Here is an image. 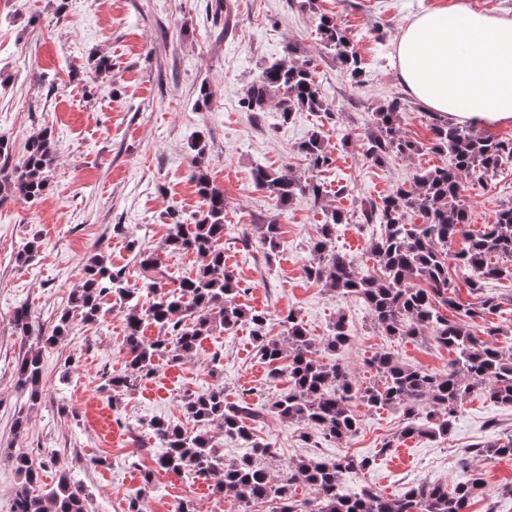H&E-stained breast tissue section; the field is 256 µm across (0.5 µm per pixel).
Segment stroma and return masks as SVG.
Returning a JSON list of instances; mask_svg holds the SVG:
<instances>
[{
	"label": "stroma",
	"instance_id": "obj_1",
	"mask_svg": "<svg viewBox=\"0 0 512 512\" xmlns=\"http://www.w3.org/2000/svg\"><path fill=\"white\" fill-rule=\"evenodd\" d=\"M437 3L224 0L219 8L215 0H0V136L9 141L15 165L25 157L27 138L42 128H51L56 149L46 195L33 204L0 207V512H10L20 482L12 457L23 452L39 461L47 450L83 488L88 512H125L128 495L142 488L148 492L143 512H175L185 499L207 512H230V502L213 494L210 482L158 470L163 448L150 423L183 422L182 397L216 384L223 385L226 401L272 403L287 384L269 379L250 326L214 332L180 363L160 362L151 377L116 401L106 382L125 372L120 308L97 324L76 325L52 348L35 336H16L12 324L15 309L25 304L36 327L50 333L99 241L114 264L127 266L134 284L140 272L129 248L133 242L155 251L170 274L197 269L196 256L164 249L169 227L162 215L172 207L188 214L200 205L187 160L199 138L207 144L210 177L224 191V262L243 287L240 304L270 314V336L282 337L279 319L291 310L317 340L344 318L352 342L341 357L363 387L379 380L368 361L380 351L429 372L447 368V349L420 337L382 334L363 298L330 292L306 275L324 209L347 211L336 247L359 271L372 273L367 245L380 227L362 222L361 200L386 196L417 171L448 162L425 150L377 165L362 156L359 141L372 130L378 108L394 96L406 99L402 134L428 141L426 108L406 98L393 46L418 13ZM323 14L350 30L362 60L359 78H351L323 47L317 31ZM289 44L298 61L315 67L334 116L297 112L286 122L274 104L256 118L242 111L240 100L253 76ZM102 56L112 69L97 76L93 65ZM203 86L210 92L204 104L198 101ZM315 128L332 158L317 174L298 149ZM347 131L353 138L346 144ZM259 166L317 177L326 194L318 202L305 195L278 207L254 183ZM508 202L510 166L487 188L465 192L472 230L490 223ZM272 219L281 246L269 260L258 242L243 244L242 235ZM32 242L34 255L17 262V253ZM29 350L43 360L35 404L16 386L17 359ZM217 353L222 359L215 368L210 360ZM358 413L360 429L352 439L316 448L302 442L299 426L267 416L255 430L275 450L267 469L275 475L309 456H368L372 467L345 475L346 489L368 486L395 498L419 482L452 486L478 477L485 493L468 512H512V496L500 493L512 483V462L479 458L466 470L457 464L458 453L470 445L512 434V406L472 393L449 434L440 437H401L404 417L394 408L362 406ZM20 417L27 422L21 433L13 428Z\"/></svg>",
	"mask_w": 512,
	"mask_h": 512
}]
</instances>
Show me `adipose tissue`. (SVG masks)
I'll use <instances>...</instances> for the list:
<instances>
[{
  "mask_svg": "<svg viewBox=\"0 0 512 512\" xmlns=\"http://www.w3.org/2000/svg\"><path fill=\"white\" fill-rule=\"evenodd\" d=\"M401 83L459 123H512V18L453 0L425 9L394 46Z\"/></svg>",
  "mask_w": 512,
  "mask_h": 512,
  "instance_id": "obj_1",
  "label": "adipose tissue"
}]
</instances>
